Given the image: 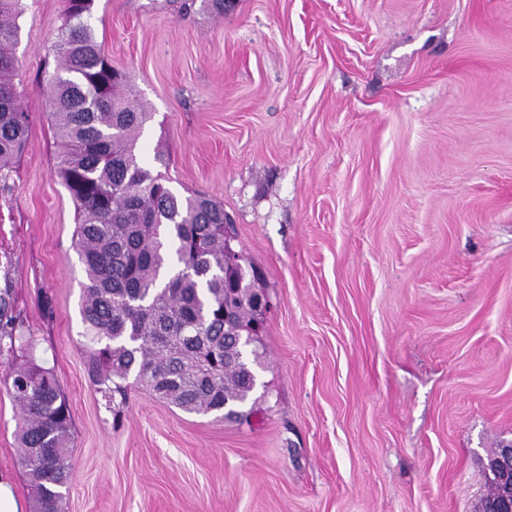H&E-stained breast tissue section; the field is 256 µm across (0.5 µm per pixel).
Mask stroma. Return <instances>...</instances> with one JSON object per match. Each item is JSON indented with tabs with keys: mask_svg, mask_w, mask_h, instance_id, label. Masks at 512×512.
<instances>
[{
	"mask_svg": "<svg viewBox=\"0 0 512 512\" xmlns=\"http://www.w3.org/2000/svg\"><path fill=\"white\" fill-rule=\"evenodd\" d=\"M96 0L171 188L233 223L273 307L248 420L87 372L78 215L41 96L65 0H23L28 143L0 189V292L71 407L64 512H477L512 444V0ZM0 363V472L25 512Z\"/></svg>",
	"mask_w": 512,
	"mask_h": 512,
	"instance_id": "stroma-1",
	"label": "stroma"
}]
</instances>
